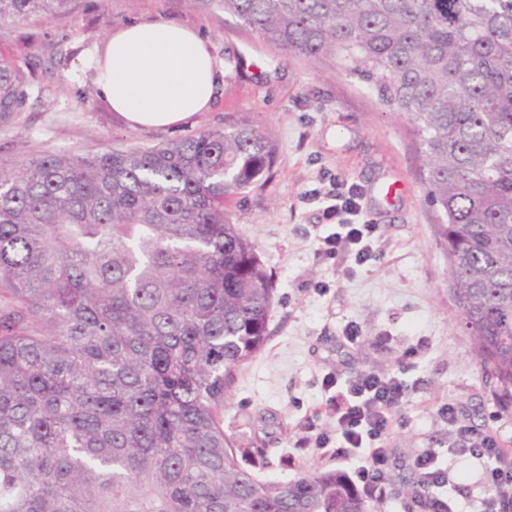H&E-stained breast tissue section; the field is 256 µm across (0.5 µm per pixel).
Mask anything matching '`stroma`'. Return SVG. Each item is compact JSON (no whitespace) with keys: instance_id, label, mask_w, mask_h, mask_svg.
<instances>
[{"instance_id":"stroma-1","label":"stroma","mask_w":512,"mask_h":512,"mask_svg":"<svg viewBox=\"0 0 512 512\" xmlns=\"http://www.w3.org/2000/svg\"><path fill=\"white\" fill-rule=\"evenodd\" d=\"M130 21H170L200 33L223 71L211 107L175 127H131L97 90L92 60L111 32ZM0 56L28 84L12 121L0 126V156L28 159L149 147L248 120L277 144L270 180L229 198L224 210L272 274L271 335L237 372L224 401V429L240 448H259L271 481L303 473L347 471L335 457L298 447L303 426L327 424L321 380L337 372L400 368L404 349L426 348L406 375L414 389L403 425L389 438L391 468L412 466L417 449L445 453L448 492L460 512H478L482 467L451 458L442 404L460 407L468 424L512 449V409L491 395L460 312L448 297V262L424 202L419 162L405 120L372 92L330 65L276 48L219 8L194 0H73L51 20L0 25ZM356 188L365 220L378 225L383 254L350 269L346 256L322 260L318 236L334 226L309 200L330 178ZM328 283L326 293L309 283ZM359 328L356 343L346 326Z\"/></svg>"}]
</instances>
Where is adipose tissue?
I'll return each mask as SVG.
<instances>
[{
  "instance_id": "ef3b65f1",
  "label": "adipose tissue",
  "mask_w": 512,
  "mask_h": 512,
  "mask_svg": "<svg viewBox=\"0 0 512 512\" xmlns=\"http://www.w3.org/2000/svg\"><path fill=\"white\" fill-rule=\"evenodd\" d=\"M96 86L134 126L167 127L209 107L221 70L206 40L170 22H130L113 32Z\"/></svg>"
}]
</instances>
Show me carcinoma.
Segmentation results:
<instances>
[{
    "mask_svg": "<svg viewBox=\"0 0 512 512\" xmlns=\"http://www.w3.org/2000/svg\"><path fill=\"white\" fill-rule=\"evenodd\" d=\"M329 63L410 125L449 296L512 408V0H196ZM70 0H0V23ZM0 60V122L22 99ZM276 153L250 122L152 147L0 157V512H376L338 472L263 481L224 396L271 279L224 200ZM389 486L421 509L415 471Z\"/></svg>",
    "mask_w": 512,
    "mask_h": 512,
    "instance_id": "cac0c4a2",
    "label": "carcinoma"
}]
</instances>
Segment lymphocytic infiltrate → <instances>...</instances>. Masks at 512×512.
Returning a JSON list of instances; mask_svg holds the SVG:
<instances>
[{"label":"lymphocytic infiltrate","instance_id":"obj_1","mask_svg":"<svg viewBox=\"0 0 512 512\" xmlns=\"http://www.w3.org/2000/svg\"><path fill=\"white\" fill-rule=\"evenodd\" d=\"M326 197L329 204L324 209L325 216L335 220L336 230L321 238L318 256L333 260L343 254L358 266L378 260L382 244L377 225L356 221L360 214L358 193L342 190L336 183ZM321 388L332 426L327 429L308 423L302 447L321 455L336 452L351 463L363 492L377 501L387 500L391 461L388 436L401 421L398 410L408 396L409 385L399 373L369 370L325 376ZM438 414L452 431L449 456H467L483 466L481 482L487 492L480 500L482 512H512V450L503 448L493 434L466 424L455 404H443ZM413 467L430 487L439 491L429 512H457L453 498L444 493L448 470L442 465L439 451L418 449Z\"/></svg>","mask_w":512,"mask_h":512}]
</instances>
